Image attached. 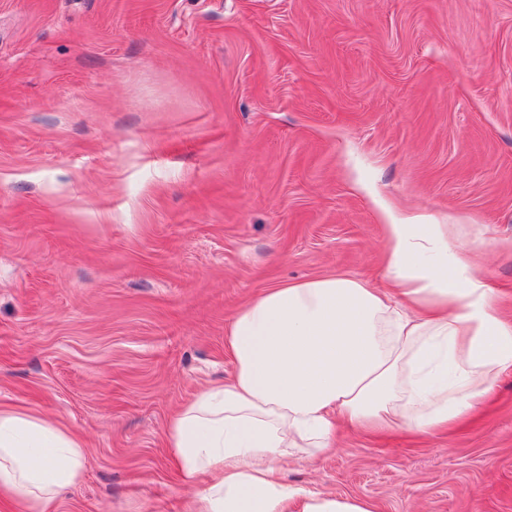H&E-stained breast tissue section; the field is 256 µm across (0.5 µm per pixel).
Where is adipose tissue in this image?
Listing matches in <instances>:
<instances>
[{
  "label": "adipose tissue",
  "instance_id": "1",
  "mask_svg": "<svg viewBox=\"0 0 512 512\" xmlns=\"http://www.w3.org/2000/svg\"><path fill=\"white\" fill-rule=\"evenodd\" d=\"M458 224L388 215V289L349 275L264 289L232 316L230 381L202 387L165 434L188 512H373L368 500L303 486L278 472L318 458L338 426L432 434L467 420L512 370V320L454 245ZM86 444L41 413L0 408V500L45 512L79 483Z\"/></svg>",
  "mask_w": 512,
  "mask_h": 512
}]
</instances>
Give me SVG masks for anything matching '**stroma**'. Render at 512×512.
Wrapping results in <instances>:
<instances>
[{"instance_id": "35a3bbf8", "label": "stroma", "mask_w": 512, "mask_h": 512, "mask_svg": "<svg viewBox=\"0 0 512 512\" xmlns=\"http://www.w3.org/2000/svg\"><path fill=\"white\" fill-rule=\"evenodd\" d=\"M476 224L512 317V0H0V405L87 442L46 512H185L165 429L278 282L382 288L385 209ZM284 482L512 512V371Z\"/></svg>"}]
</instances>
